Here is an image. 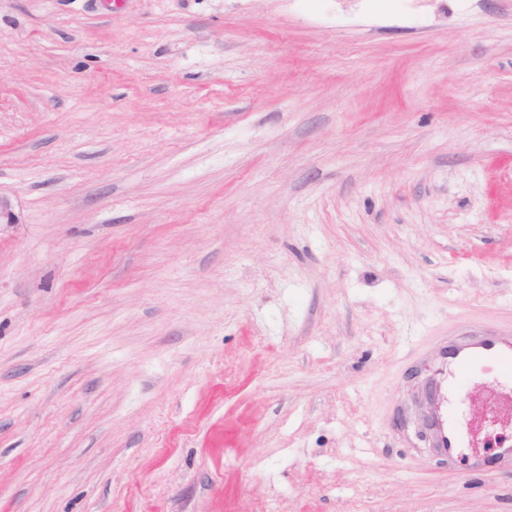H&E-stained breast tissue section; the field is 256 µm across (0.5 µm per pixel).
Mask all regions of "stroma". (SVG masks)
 I'll list each match as a JSON object with an SVG mask.
<instances>
[{
  "mask_svg": "<svg viewBox=\"0 0 512 512\" xmlns=\"http://www.w3.org/2000/svg\"><path fill=\"white\" fill-rule=\"evenodd\" d=\"M0 193V512H512V0H0ZM436 373L433 433L438 450L448 461L470 444L459 406L473 389L474 374L495 369L508 393L512 392V327L477 328L467 335L447 336L434 352ZM473 400H480L483 403L488 417L503 422L512 420V403L501 399L493 390L479 393Z\"/></svg>",
  "mask_w": 512,
  "mask_h": 512,
  "instance_id": "35a3bbf8",
  "label": "stroma"
}]
</instances>
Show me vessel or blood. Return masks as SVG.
<instances>
[{"label":"vessel or blood","mask_w":512,"mask_h":512,"mask_svg":"<svg viewBox=\"0 0 512 512\" xmlns=\"http://www.w3.org/2000/svg\"><path fill=\"white\" fill-rule=\"evenodd\" d=\"M436 373L433 433L443 457L455 459L470 444L459 406L471 392L475 373L495 369L512 392V328H478L466 335L445 337L434 352Z\"/></svg>","instance_id":"vessel-or-blood-1"}]
</instances>
